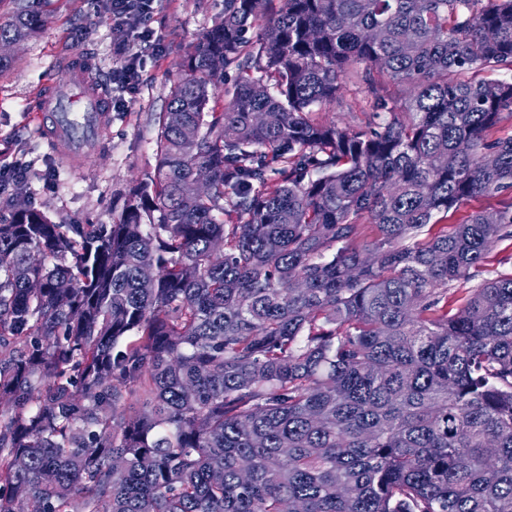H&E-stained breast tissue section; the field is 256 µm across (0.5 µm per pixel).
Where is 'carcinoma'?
<instances>
[{
    "label": "carcinoma",
    "mask_w": 512,
    "mask_h": 512,
    "mask_svg": "<svg viewBox=\"0 0 512 512\" xmlns=\"http://www.w3.org/2000/svg\"><path fill=\"white\" fill-rule=\"evenodd\" d=\"M8 2L0 45L48 24ZM273 2L224 0L111 223L0 206V512H512V274L448 303L512 240V0ZM347 86L380 121L319 117Z\"/></svg>",
    "instance_id": "cac0c4a2"
}]
</instances>
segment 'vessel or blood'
Segmentation results:
<instances>
[{"label": "vessel or blood", "mask_w": 512, "mask_h": 512, "mask_svg": "<svg viewBox=\"0 0 512 512\" xmlns=\"http://www.w3.org/2000/svg\"><path fill=\"white\" fill-rule=\"evenodd\" d=\"M91 68V57L81 51L60 55L35 109L42 137L73 168L98 147L103 130L112 120L109 93L92 80Z\"/></svg>", "instance_id": "obj_1"}]
</instances>
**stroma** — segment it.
Masks as SVG:
<instances>
[{"label": "stroma", "instance_id": "stroma-1", "mask_svg": "<svg viewBox=\"0 0 512 512\" xmlns=\"http://www.w3.org/2000/svg\"><path fill=\"white\" fill-rule=\"evenodd\" d=\"M223 7L222 0H160L151 26L163 35L161 50L147 59L124 108L113 110L100 148L74 172L38 135L35 101L55 56L69 49H86L94 61L93 79L111 85L112 50L128 33L113 27L104 0H52L45 31L14 47V66L0 72V152L28 165L26 178L10 181L9 192L25 197L56 223H109L122 194L153 173L154 117L164 110L185 57Z\"/></svg>", "mask_w": 512, "mask_h": 512}]
</instances>
